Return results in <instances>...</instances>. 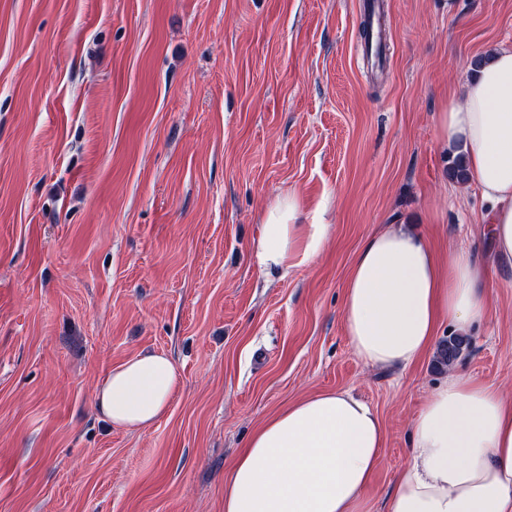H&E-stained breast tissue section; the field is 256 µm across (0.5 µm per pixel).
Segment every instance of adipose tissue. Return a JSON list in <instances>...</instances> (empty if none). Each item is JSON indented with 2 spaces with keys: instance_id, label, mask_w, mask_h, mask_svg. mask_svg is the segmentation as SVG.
Segmentation results:
<instances>
[{
  "instance_id": "obj_1",
  "label": "adipose tissue",
  "mask_w": 512,
  "mask_h": 512,
  "mask_svg": "<svg viewBox=\"0 0 512 512\" xmlns=\"http://www.w3.org/2000/svg\"><path fill=\"white\" fill-rule=\"evenodd\" d=\"M439 127L441 148L463 157L466 185L491 205L493 250L512 281V48L482 59ZM328 230L297 193L278 198L255 245L261 269L310 262ZM490 310L470 253H439L427 233L404 224L362 243L344 288L346 336L372 367H406L432 350L441 326L466 334ZM178 386L167 355H138L108 373L96 404L114 427L141 429L165 413ZM410 438L386 512H512L511 395L449 368ZM384 443L379 416L350 391L303 398L254 431L224 481V512H358Z\"/></svg>"
}]
</instances>
